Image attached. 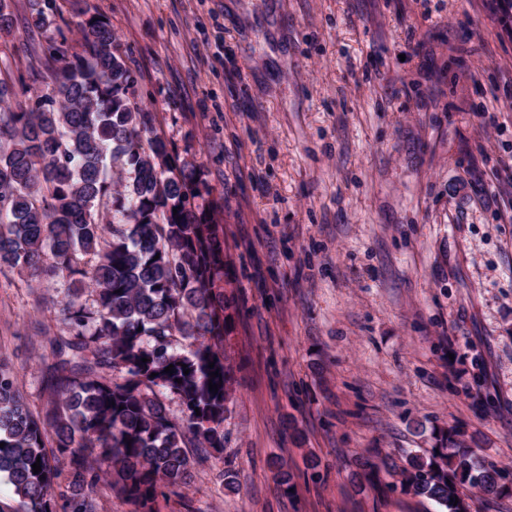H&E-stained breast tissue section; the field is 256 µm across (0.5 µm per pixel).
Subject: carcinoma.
<instances>
[{
  "mask_svg": "<svg viewBox=\"0 0 512 512\" xmlns=\"http://www.w3.org/2000/svg\"><path fill=\"white\" fill-rule=\"evenodd\" d=\"M67 2L82 53L56 24L57 0H28L27 28L45 45L0 68V274L62 287L41 411L0 361V476L18 512H57L60 499L63 512H99L102 485L129 512H160L224 459L235 376L223 222L201 166L174 152L139 100L141 73L110 21ZM14 28L11 0H0V39ZM45 73L50 93L12 109L15 86L26 94ZM432 439L400 471L404 490L445 512H472L467 487L487 505L512 496L505 470L458 427ZM272 466L289 493L293 475Z\"/></svg>",
  "mask_w": 512,
  "mask_h": 512,
  "instance_id": "1",
  "label": "carcinoma"
}]
</instances>
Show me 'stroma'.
<instances>
[{"mask_svg": "<svg viewBox=\"0 0 512 512\" xmlns=\"http://www.w3.org/2000/svg\"><path fill=\"white\" fill-rule=\"evenodd\" d=\"M90 2L224 208L235 486L200 470L162 512H442L389 470L450 424L512 471V29L486 0ZM59 298L0 276L36 411Z\"/></svg>", "mask_w": 512, "mask_h": 512, "instance_id": "35a3bbf8", "label": "stroma"}]
</instances>
